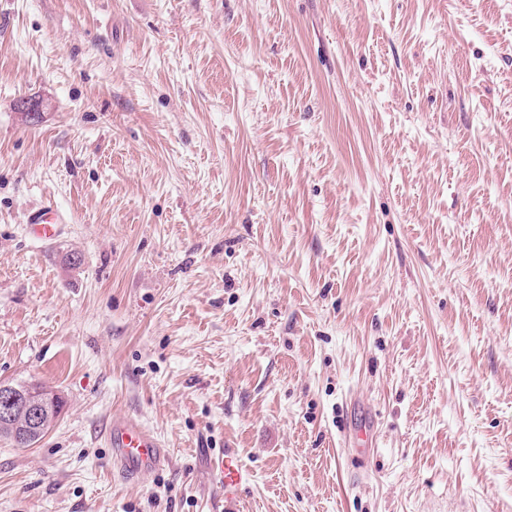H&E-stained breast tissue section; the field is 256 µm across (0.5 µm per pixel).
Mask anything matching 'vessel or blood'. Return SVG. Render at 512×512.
I'll list each match as a JSON object with an SVG mask.
<instances>
[{
  "instance_id": "obj_1",
  "label": "vessel or blood",
  "mask_w": 512,
  "mask_h": 512,
  "mask_svg": "<svg viewBox=\"0 0 512 512\" xmlns=\"http://www.w3.org/2000/svg\"><path fill=\"white\" fill-rule=\"evenodd\" d=\"M64 221L63 214L49 198L32 208L26 216V222L36 236L48 242L58 238ZM105 440L112 450L113 465L127 477L138 478L170 464V455L160 438L136 419L114 418L105 433ZM216 476L224 494V508L226 512H233L250 480V474L235 450L225 449L218 457Z\"/></svg>"
}]
</instances>
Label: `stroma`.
I'll list each match as a JSON object with an SVG mask.
<instances>
[{"label":"stroma","instance_id":"35a3bbf8","mask_svg":"<svg viewBox=\"0 0 512 512\" xmlns=\"http://www.w3.org/2000/svg\"><path fill=\"white\" fill-rule=\"evenodd\" d=\"M1 382L0 512H512V0H0ZM26 222L40 240L52 242L59 237L60 224H65V218L55 202L46 198L28 212ZM0 396V416L4 419H11L14 417L17 409H23L27 414L29 422L35 424L40 429L41 434L48 433L50 424L43 421L41 412L27 401L28 395H25L21 390L13 386L1 383ZM14 386L19 388H32L35 392L34 397L36 398L37 401L46 406L50 413L52 421H54L61 412L63 408V400L62 397L55 391L49 390L46 387L39 384H17ZM105 440L108 448H112V466L128 478L142 477L170 465L163 442L136 419H112ZM217 482L224 494V510H236L238 500L247 487L250 474L243 466L239 455L231 448L224 449V454L216 461Z\"/></svg>","mask_w":512,"mask_h":512}]
</instances>
